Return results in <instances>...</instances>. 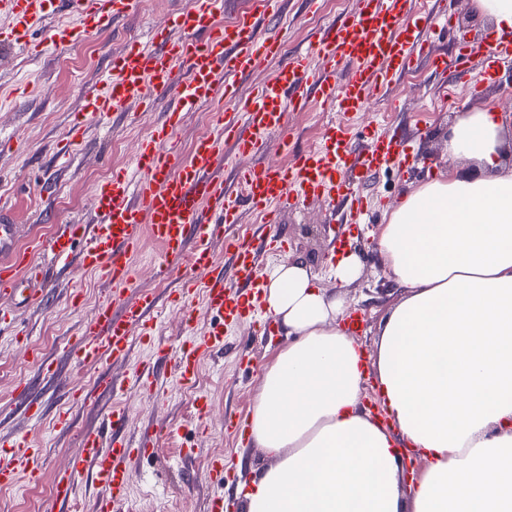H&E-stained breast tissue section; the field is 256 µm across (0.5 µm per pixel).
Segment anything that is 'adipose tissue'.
<instances>
[{"instance_id": "obj_1", "label": "adipose tissue", "mask_w": 512, "mask_h": 512, "mask_svg": "<svg viewBox=\"0 0 512 512\" xmlns=\"http://www.w3.org/2000/svg\"><path fill=\"white\" fill-rule=\"evenodd\" d=\"M512 121L460 115L448 172L410 192L381 228L377 256L402 295L374 349L392 421L362 403L363 356L345 300L303 264L275 266L263 311L289 342L260 377L248 421L269 464L241 487L245 512H512ZM425 463L405 491L399 451ZM466 475L467 497L448 493Z\"/></svg>"}]
</instances>
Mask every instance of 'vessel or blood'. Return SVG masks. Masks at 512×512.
Segmentation results:
<instances>
[{
  "instance_id": "1",
  "label": "vessel or blood",
  "mask_w": 512,
  "mask_h": 512,
  "mask_svg": "<svg viewBox=\"0 0 512 512\" xmlns=\"http://www.w3.org/2000/svg\"><path fill=\"white\" fill-rule=\"evenodd\" d=\"M283 0H251L249 11L233 24L220 25L224 0H190L177 12L175 32L159 30L150 44L132 42L113 56L101 86L84 95L81 118L69 131L60 151L69 154L82 143L87 122L100 121L131 103L146 104L164 97L169 110L161 124L143 139L135 155V169L113 172L91 197L94 219L89 224H57L36 242L39 260H29L17 245L16 226L4 196L0 195V296L18 304H32L44 295L47 267L78 260L83 269L98 274L104 296L75 341L64 348L67 359L95 367L90 387L67 389L69 400L94 406L118 386L110 364L126 362L136 341L150 340L155 292L139 291L126 299L134 268L132 258L151 239L163 248L158 272L163 278L178 275L177 302L186 315H194L196 296H203L208 312L237 319L246 312L247 290L257 288L258 252L277 243L275 224L283 215L310 198L337 203L351 197L344 174L358 170L370 176L376 169L400 162L405 156L398 135L377 137L362 156L351 151L348 126L329 128L323 145L294 155L292 164L258 163L272 146H287L288 117L302 112L309 99L323 100L344 113L363 111L366 102L424 56L427 29L448 25L446 11L432 14L426 24L413 22L407 0H360L355 15L328 28L308 48L283 57L280 38H259V18H279ZM133 0H0V12L12 16L16 41L63 13L72 26L53 28V45H66L101 30L128 15ZM512 57V42L498 43L492 54L477 57L459 47L455 65L480 91L492 79L497 58ZM279 59L276 73L240 95L237 76L262 69ZM224 93L239 117L219 123L216 131L200 139L189 158L165 144L183 113ZM232 149L237 161L235 187L224 184V151ZM262 214L266 236L227 237L241 223L243 209ZM226 240L231 267L218 262L214 242ZM234 278L237 293H229L227 278ZM224 347L222 329L216 328L185 347L156 343L159 360L171 364L180 382L192 381L201 352ZM131 385L155 395V367L136 366ZM124 410H107L99 429L82 431L67 468L53 481L52 512H71L81 481L108 489L98 512H127L126 466L135 456L154 451L156 431L127 435ZM43 451L26 436L0 440V487L19 478L39 482Z\"/></svg>"
}]
</instances>
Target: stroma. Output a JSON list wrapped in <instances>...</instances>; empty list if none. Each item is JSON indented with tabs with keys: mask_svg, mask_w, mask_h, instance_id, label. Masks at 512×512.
<instances>
[{
	"mask_svg": "<svg viewBox=\"0 0 512 512\" xmlns=\"http://www.w3.org/2000/svg\"><path fill=\"white\" fill-rule=\"evenodd\" d=\"M188 0H137L130 15L62 50L46 49L34 55L21 44L0 45V182L8 189L19 243L33 247L35 239L48 234L56 224H87L93 218L89 187L102 173L129 166L142 138L168 107L164 98L150 105L133 106V119L118 116L106 123L88 124L83 150L65 160L53 155L76 119L81 96L97 85L113 53L132 39L148 40L151 32L170 25L176 9ZM451 36L432 33V53L454 56L453 40L485 54L492 36L489 22L471 9V0H447ZM359 0H288L287 12L274 25L261 26V34H282L283 51L304 50L329 25L353 15ZM489 106L512 111V60L499 62L494 79L481 95H471L465 79L454 67L434 70L420 60L383 94L369 101L365 111L348 116L316 101L307 111L289 115V131L300 149L314 150L323 143L326 128L349 125L357 149L368 147L373 137L399 133L406 138L413 164L398 169L382 168L364 179L348 173L353 194L363 201L359 222H352L345 208L310 201L286 215L277 228L285 241L284 251L261 254L260 273L281 262L300 260L309 265L319 283L342 294L349 310L363 319L358 341L372 352L386 312L399 300L401 290L387 278L376 254L380 229L389 212L404 196L433 175L456 166L446 143L459 114ZM231 109L223 96L196 107L168 141L181 156H189L194 143L213 132L216 120ZM356 253L362 260L360 277L339 283L334 275L337 248ZM50 289L42 301L17 306L13 311L18 335L0 334V437L28 434L44 451V477L36 484L19 480L0 488V512H48L52 478L63 469L76 446V432L100 426L102 413L120 407L129 417L132 434L144 428L165 429L155 442L153 454L133 458L128 473L130 512H209L215 494H223L244 512L236 500L238 483L248 480L254 467L267 463L250 436L238 432L234 421L246 420L264 368L284 345L280 330L264 333L263 312L254 321L221 324L218 317L197 309L192 325H185L178 305L165 304L154 325L157 340L174 347L187 345L216 326L224 328V348L203 355L192 383L182 384L170 368H161L157 384L160 400L143 398L126 387L105 394L98 406L82 407L70 402L64 387L81 388L95 376L93 367L77 368L62 359V345L76 338L103 296L95 273L71 265L67 270H48ZM59 362L53 381L39 378L41 359ZM39 381L47 399L42 417L29 418L16 397L22 380ZM70 411L75 429L63 432L53 424L57 410ZM208 448V457L196 456V447ZM224 463V484L216 486L209 462Z\"/></svg>",
	"mask_w": 512,
	"mask_h": 512,
	"instance_id": "35a3bbf8",
	"label": "stroma"
}]
</instances>
